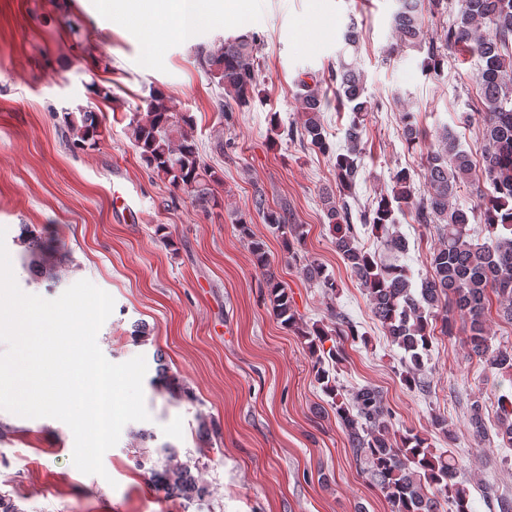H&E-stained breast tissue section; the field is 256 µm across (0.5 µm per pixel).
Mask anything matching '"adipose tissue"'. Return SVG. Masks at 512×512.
I'll return each mask as SVG.
<instances>
[{"label": "adipose tissue", "instance_id": "adipose-tissue-1", "mask_svg": "<svg viewBox=\"0 0 512 512\" xmlns=\"http://www.w3.org/2000/svg\"><path fill=\"white\" fill-rule=\"evenodd\" d=\"M126 13L145 20L153 31L175 38L206 10L205 0H122Z\"/></svg>", "mask_w": 512, "mask_h": 512}]
</instances>
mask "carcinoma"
<instances>
[{
  "mask_svg": "<svg viewBox=\"0 0 512 512\" xmlns=\"http://www.w3.org/2000/svg\"><path fill=\"white\" fill-rule=\"evenodd\" d=\"M394 27L400 47L422 44L424 17L422 0H399ZM446 42L462 47L478 57L483 66L474 78L479 96L482 121V145L479 158L462 148L452 130L443 128L436 141L423 153V177L427 196L415 205L419 224L440 225L441 242L428 258L432 273L412 282L406 266L384 264L360 246L355 225L349 223L346 203L324 197L328 223L332 225L336 252L366 292L374 318L391 343L404 351L405 370L401 380L410 389L427 386L424 360L428 358L435 327L432 320L438 308H452L467 327V346L471 354L502 373L512 372V347L493 346L486 328L490 295L497 297L498 313L512 323V0H460L456 23L448 28ZM200 63L218 79L225 96L243 107L258 92L259 65L254 43L246 38L224 43L215 52L200 53ZM338 96L354 113L344 131L346 152L336 154V178L339 193L348 195L359 174L357 160L364 134L360 116L377 108L365 95L360 71L344 64L336 72ZM303 122L300 139L311 147L328 153L330 144L320 121L322 100L318 88L300 81ZM67 127L74 143L86 145L98 136V117L82 112L67 117ZM131 137L140 155L157 175L176 189L194 191L208 171L202 164L193 136L191 116L173 111L159 92L151 95L146 111L137 112L129 122ZM480 168L489 187L476 186L479 205L465 210L451 204L458 189L473 184V171ZM392 195L381 196L377 206L363 213V224L372 225L376 234L386 237L387 246L398 252L408 250L400 235H389L396 223L395 212L411 203L414 179L401 168L392 176ZM480 212L489 242L478 243L469 233L471 215ZM271 232L282 238L288 258L298 263L300 273L316 282L331 295L336 294V278L304 254V225L288 224L274 211L267 212ZM30 255L42 269H47L46 244L30 238ZM266 285L271 310L280 323L295 328L299 317L292 296L275 276L268 275ZM332 328L315 326L301 331L308 340L314 364V381L331 399L336 420L344 429L349 447L366 459L369 475L380 488L391 512H441L442 503L450 502L455 512H470L469 492L457 481L459 464L451 454L435 453L427 438L408 430L392 436V414L379 391L371 386L344 393L338 382L339 365L346 359L345 342L359 339L355 324L341 312L331 310ZM332 342L325 347L326 342ZM158 391L176 400L194 399L192 389L179 377L162 374L153 381ZM469 432L481 442L488 433L483 408L471 404ZM497 436L502 447L512 448V401L502 400ZM160 458L151 462L142 451L137 466L147 468L149 480L170 497L187 502H202L207 488L192 472L191 465L177 459L174 448L158 450ZM434 489L433 494L425 486Z\"/></svg>",
  "mask_w": 512,
  "mask_h": 512,
  "instance_id": "cac0c4a2",
  "label": "carcinoma"
}]
</instances>
